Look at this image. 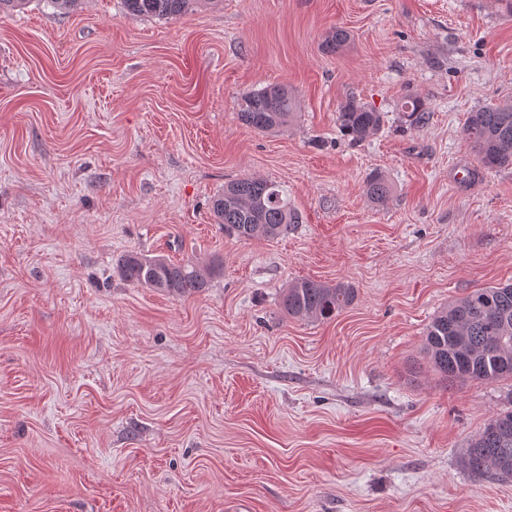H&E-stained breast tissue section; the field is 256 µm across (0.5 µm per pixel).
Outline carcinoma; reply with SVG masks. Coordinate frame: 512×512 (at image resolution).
Masks as SVG:
<instances>
[{
  "label": "carcinoma",
  "instance_id": "obj_1",
  "mask_svg": "<svg viewBox=\"0 0 512 512\" xmlns=\"http://www.w3.org/2000/svg\"><path fill=\"white\" fill-rule=\"evenodd\" d=\"M218 0H123L126 11L147 18L168 19L186 15ZM351 35L344 28L330 31L321 48L340 51ZM297 100L288 86L269 84L245 93L237 103L236 118L259 132H277L291 124ZM401 112L411 126H422L429 111L417 97L407 96ZM336 121L354 143L367 140L383 126V113L356 99L343 102ZM478 162L487 169L512 165V103L492 104L468 117L463 130ZM392 187L383 174L365 182L370 201H386ZM215 222L241 240L277 239L302 223L299 212L281 185L261 177L244 176L224 185L212 201ZM118 274L126 281L175 297H188L208 287L219 266L173 261L163 255L125 254ZM357 291L347 282L329 284L300 279L288 285L280 305L290 317L330 320L352 305ZM424 351L433 370L455 385L492 383L512 379V283L477 288L457 298L430 321ZM464 464L475 472L494 470L512 476V410L492 415L468 448Z\"/></svg>",
  "mask_w": 512,
  "mask_h": 512
}]
</instances>
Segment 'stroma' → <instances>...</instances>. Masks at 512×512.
I'll return each instance as SVG.
<instances>
[{
    "instance_id": "stroma-1",
    "label": "stroma",
    "mask_w": 512,
    "mask_h": 512,
    "mask_svg": "<svg viewBox=\"0 0 512 512\" xmlns=\"http://www.w3.org/2000/svg\"><path fill=\"white\" fill-rule=\"evenodd\" d=\"M336 27L351 41L324 53ZM270 83L299 101L276 134L235 115ZM349 97L385 114L359 144L336 122ZM507 100L512 0L1 13L0 512H512V477L463 463L512 381L451 385L423 353L449 301L512 282V166L463 135ZM247 175L287 189L285 237L215 224ZM129 251L220 271L171 297L118 276ZM302 278L357 299L288 317ZM401 112L410 126H423L429 120V111L417 97L407 96L401 103ZM391 190V185L381 173L371 175L365 182V194L373 203L385 202Z\"/></svg>"
}]
</instances>
